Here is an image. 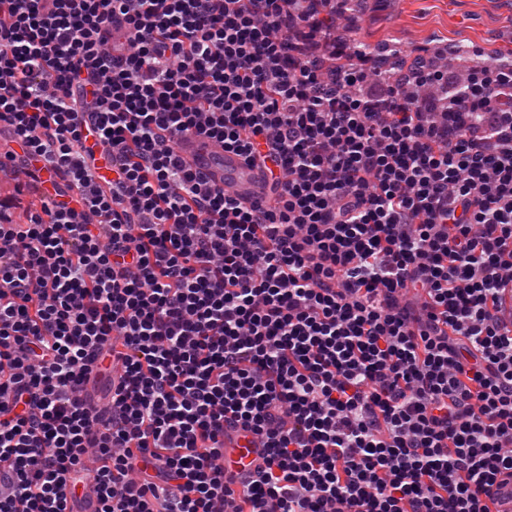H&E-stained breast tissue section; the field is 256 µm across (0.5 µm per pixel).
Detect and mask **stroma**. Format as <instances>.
I'll return each mask as SVG.
<instances>
[{"instance_id": "stroma-1", "label": "stroma", "mask_w": 512, "mask_h": 512, "mask_svg": "<svg viewBox=\"0 0 512 512\" xmlns=\"http://www.w3.org/2000/svg\"><path fill=\"white\" fill-rule=\"evenodd\" d=\"M346 8L350 52L396 43L431 49L442 41L470 53L512 48V0H348Z\"/></svg>"}]
</instances>
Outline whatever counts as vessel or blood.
<instances>
[{
	"mask_svg": "<svg viewBox=\"0 0 512 512\" xmlns=\"http://www.w3.org/2000/svg\"><path fill=\"white\" fill-rule=\"evenodd\" d=\"M179 154L188 167L203 175L209 186L223 189L225 195L252 202L266 194L268 174L248 165L237 152L214 147L207 139L194 136L180 142ZM24 156L25 169L36 174L41 196H53L60 181L59 172L40 156Z\"/></svg>",
	"mask_w": 512,
	"mask_h": 512,
	"instance_id": "obj_1",
	"label": "vessel or blood"
}]
</instances>
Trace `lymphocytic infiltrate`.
Returning <instances> with one entry per match:
<instances>
[{"instance_id":"obj_1","label":"lymphocytic infiltrate","mask_w":512,"mask_h":512,"mask_svg":"<svg viewBox=\"0 0 512 512\" xmlns=\"http://www.w3.org/2000/svg\"><path fill=\"white\" fill-rule=\"evenodd\" d=\"M330 2L0 0V120L69 193L0 199V512L72 483L99 512H491L512 480V56L355 95L305 47L342 55ZM189 135L266 201L207 186ZM185 164L199 172L211 187L224 189V194L244 202L262 199L269 175L248 165L235 152L214 147L201 136L187 137L179 144Z\"/></svg>"}]
</instances>
